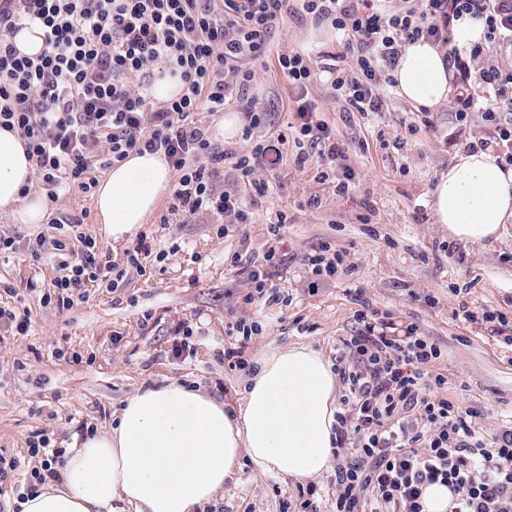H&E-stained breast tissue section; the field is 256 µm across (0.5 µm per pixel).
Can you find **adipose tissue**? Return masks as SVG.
I'll return each mask as SVG.
<instances>
[{"label": "adipose tissue", "instance_id": "obj_1", "mask_svg": "<svg viewBox=\"0 0 512 512\" xmlns=\"http://www.w3.org/2000/svg\"><path fill=\"white\" fill-rule=\"evenodd\" d=\"M438 47L417 42L402 52L394 77L400 98L433 110L448 98V67ZM32 174L17 132L0 128V212L40 224L47 203L21 195ZM172 183L162 155L136 153L112 167L93 201L106 235L135 236ZM434 221L450 238L481 244L501 238L512 223V167L489 150L458 152L432 193ZM337 379L306 346L264 355L242 405L224 404L177 382L138 390L116 426L66 449L57 478L21 501V512H107L113 501L135 512H197L234 483L242 458L256 473L297 482L333 462Z\"/></svg>", "mask_w": 512, "mask_h": 512}]
</instances>
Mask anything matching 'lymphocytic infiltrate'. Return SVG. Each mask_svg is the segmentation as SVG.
Wrapping results in <instances>:
<instances>
[{
    "mask_svg": "<svg viewBox=\"0 0 512 512\" xmlns=\"http://www.w3.org/2000/svg\"><path fill=\"white\" fill-rule=\"evenodd\" d=\"M298 11L316 26L339 35L349 61L330 66V93L349 111L376 115L394 87L396 62L407 45L426 40L445 52L453 73L458 132L480 113L486 134L473 149L496 151L512 166V0H297ZM288 15V0H0V127L17 132L41 182L91 193L99 143L109 161L130 153L162 154L178 174L169 203L172 216H208L217 235L250 221L247 196L268 192L260 171L272 169L288 145L293 164L313 168L319 183L348 193L354 171L348 147L338 138L309 89L316 73L307 53L277 54V65L293 92V120L275 139L251 143L233 156L213 144L201 112L217 115L244 107L250 127L261 112L248 91L259 63L270 51L274 29ZM480 21L482 42L469 50L453 44L454 21ZM26 25L40 26L45 48L21 55L13 39ZM180 78L181 94L159 102L149 88L157 69ZM237 185L220 188L225 161ZM288 215L278 212L265 248L250 262L227 259L251 286L243 302L281 301L269 288L285 268ZM77 218L53 222V235L24 242L0 234V259L27 248L33 258L54 250L59 274L50 286L28 277L26 292L64 311L85 300L89 288L129 272H147V258L164 261L177 253L154 251L146 237L124 253L123 262L103 257L94 237L71 236ZM360 331L342 339L335 372L344 395L335 415L332 445L340 458L336 493L325 502L313 486L297 487L280 501L281 512H427L424 491L448 487V512H512V426L485 433L476 411L448 398V378L437 371L440 347L416 328L389 330L374 314H357ZM51 441L33 432L26 456L0 454V485L12 483L26 460L40 459L36 482L51 471L43 452Z\"/></svg>",
    "mask_w": 512,
    "mask_h": 512,
    "instance_id": "f902f5d3",
    "label": "lymphocytic infiltrate"
}]
</instances>
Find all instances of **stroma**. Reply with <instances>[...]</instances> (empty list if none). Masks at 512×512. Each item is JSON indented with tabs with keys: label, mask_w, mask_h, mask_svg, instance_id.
<instances>
[{
	"label": "stroma",
	"mask_w": 512,
	"mask_h": 512,
	"mask_svg": "<svg viewBox=\"0 0 512 512\" xmlns=\"http://www.w3.org/2000/svg\"><path fill=\"white\" fill-rule=\"evenodd\" d=\"M277 49H298L315 66L337 53L335 32L316 28L291 15L279 25ZM252 94L263 108V122L253 136L269 140L291 120L292 91L274 58H266ZM312 94L349 146L355 185L339 195L318 183L313 171L286 162L266 172L276 192L253 197L250 223L231 226L219 237L209 219H189L171 226L181 251L163 262L148 259L146 276L129 273L117 289L94 288L86 302L71 310L43 307L29 297V335L0 348V450L16 455L32 431L46 430L58 448L80 437L83 423L105 432L123 402L139 388L164 381H184L232 404L241 402L252 366L273 350L307 346L335 363L341 337L358 329L355 313L366 308L398 326L414 324L437 343L448 377V394L482 414L485 429L512 424V336L508 323L467 322L463 310H500L512 317V229L483 244L452 243L435 224L430 206L438 174L447 170L465 141L484 137L480 116H473L465 139L456 128L450 104L422 113L397 93H390L379 120L367 122L333 99L325 74H318ZM288 213L285 237L287 272L272 279L290 298L288 305H243L244 277L227 271L224 259L251 255L265 246L277 211ZM71 214L96 236L103 253L120 259L129 241L102 235L93 200L78 189L57 193L49 217ZM345 254L350 270L336 282L310 288L304 257L322 242ZM56 258L35 260L20 250L0 260V283L20 286L33 274L51 282ZM434 296L427 304L425 296ZM260 320L262 332L246 351L248 368L232 370L221 355L228 341L224 328L237 317ZM197 326L194 353L172 356V326ZM92 352L93 364L57 359L55 349ZM26 370H16L17 362ZM290 480L263 477L244 463L237 481L218 491L209 512H279Z\"/></svg>",
	"instance_id": "35a3bbf8"
}]
</instances>
